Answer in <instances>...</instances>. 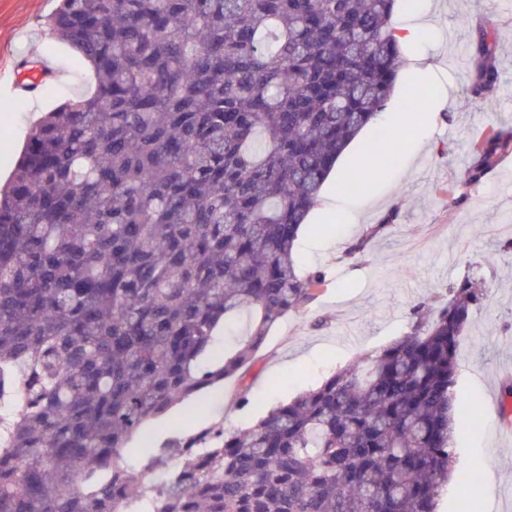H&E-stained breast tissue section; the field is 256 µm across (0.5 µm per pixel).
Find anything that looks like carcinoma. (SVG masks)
<instances>
[{
    "label": "carcinoma",
    "mask_w": 512,
    "mask_h": 512,
    "mask_svg": "<svg viewBox=\"0 0 512 512\" xmlns=\"http://www.w3.org/2000/svg\"><path fill=\"white\" fill-rule=\"evenodd\" d=\"M396 0H60L48 35L96 77L31 130L0 189V512H435L453 472L458 347L480 289L244 431L126 468L149 420L247 372L326 285L299 230L347 145L391 97ZM471 94L499 82L477 62ZM512 133L471 144L467 197ZM379 130L353 160L391 164ZM397 216L370 228L345 256ZM248 315L219 366L220 326Z\"/></svg>",
    "instance_id": "cac0c4a2"
}]
</instances>
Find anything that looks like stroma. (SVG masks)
<instances>
[{"instance_id": "obj_1", "label": "stroma", "mask_w": 512, "mask_h": 512, "mask_svg": "<svg viewBox=\"0 0 512 512\" xmlns=\"http://www.w3.org/2000/svg\"><path fill=\"white\" fill-rule=\"evenodd\" d=\"M56 0H0V179H8L31 125L66 99L93 87V74L67 46L51 40L44 22ZM393 23L420 26L402 57L422 56L431 67L420 80L430 122L410 125L394 165L369 179L360 192L328 212L311 211L297 243L303 270L323 269L328 285L298 311L272 327L255 353L245 380L230 379L208 389L202 406L184 403L146 423L142 434L167 448L203 431L246 428L283 402L319 386L333 372L355 363L405 333L416 322L418 305L438 307L449 285L472 277L485 287L470 312L460 339L454 391L470 401L483 432L468 427L454 434L455 472L484 463L482 488L489 512H512V439L498 438V413L505 389L512 387V156L504 159L471 193L452 204L448 189L473 163L472 142L490 128L512 129V0H417L415 11L396 7ZM494 41L490 57L499 82L482 101L467 88L474 68L448 60L473 51L479 30ZM49 60L61 77L39 96L34 108L5 96L16 58ZM393 223L378 237L370 226ZM367 238L357 259L345 256L349 244Z\"/></svg>"}]
</instances>
